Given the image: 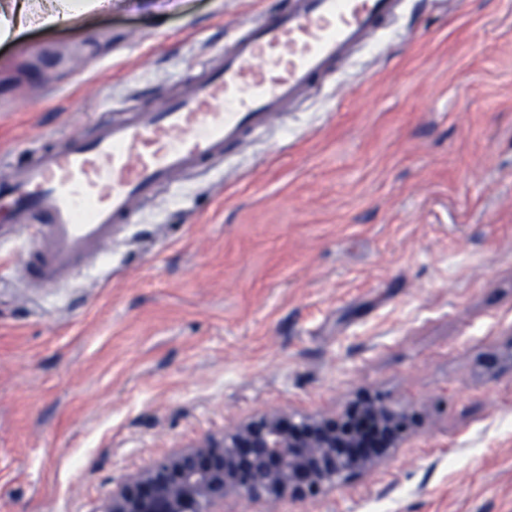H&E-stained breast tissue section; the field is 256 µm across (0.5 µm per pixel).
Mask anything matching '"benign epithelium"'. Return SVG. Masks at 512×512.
Wrapping results in <instances>:
<instances>
[{"instance_id":"1","label":"benign epithelium","mask_w":512,"mask_h":512,"mask_svg":"<svg viewBox=\"0 0 512 512\" xmlns=\"http://www.w3.org/2000/svg\"><path fill=\"white\" fill-rule=\"evenodd\" d=\"M408 422L405 410L368 395L333 418L270 412L124 476L99 512H217L229 496L315 497L387 457Z\"/></svg>"}]
</instances>
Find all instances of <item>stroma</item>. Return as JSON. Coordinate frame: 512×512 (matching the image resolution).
<instances>
[{
    "instance_id": "35a3bbf8",
    "label": "stroma",
    "mask_w": 512,
    "mask_h": 512,
    "mask_svg": "<svg viewBox=\"0 0 512 512\" xmlns=\"http://www.w3.org/2000/svg\"><path fill=\"white\" fill-rule=\"evenodd\" d=\"M289 5L112 0L0 43V162L175 94ZM30 245L0 244V512H98L174 451L364 393L410 415L399 448L224 512H512V0H404L68 287L24 286Z\"/></svg>"
}]
</instances>
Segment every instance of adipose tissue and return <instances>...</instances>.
I'll return each instance as SVG.
<instances>
[{
  "mask_svg": "<svg viewBox=\"0 0 512 512\" xmlns=\"http://www.w3.org/2000/svg\"><path fill=\"white\" fill-rule=\"evenodd\" d=\"M111 7L112 0H0V41L35 27L71 25L88 13Z\"/></svg>",
  "mask_w": 512,
  "mask_h": 512,
  "instance_id": "obj_1",
  "label": "adipose tissue"
}]
</instances>
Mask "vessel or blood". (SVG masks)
<instances>
[{
	"instance_id": "b4317fda",
	"label": "vessel or blood",
	"mask_w": 512,
	"mask_h": 512,
	"mask_svg": "<svg viewBox=\"0 0 512 512\" xmlns=\"http://www.w3.org/2000/svg\"><path fill=\"white\" fill-rule=\"evenodd\" d=\"M398 7L399 0H293L288 10L263 12L185 91L0 172V243L33 236L21 279L43 290L69 285L139 204L268 131Z\"/></svg>"
}]
</instances>
